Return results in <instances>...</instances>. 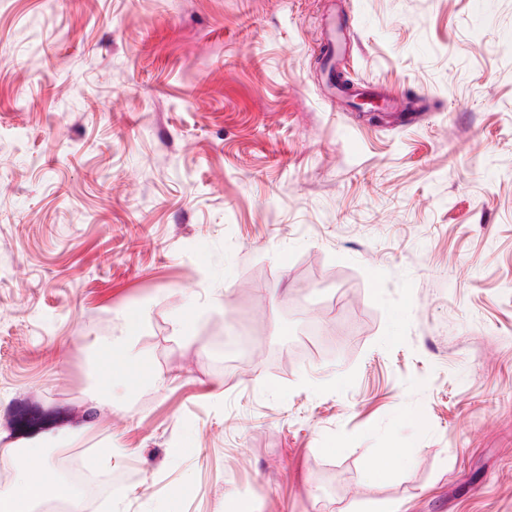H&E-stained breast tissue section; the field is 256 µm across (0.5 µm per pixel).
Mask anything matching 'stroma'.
I'll return each mask as SVG.
<instances>
[{
	"mask_svg": "<svg viewBox=\"0 0 512 512\" xmlns=\"http://www.w3.org/2000/svg\"><path fill=\"white\" fill-rule=\"evenodd\" d=\"M332 12L388 111L324 96ZM27 404L111 449L95 512H512V0H0Z\"/></svg>",
	"mask_w": 512,
	"mask_h": 512,
	"instance_id": "35a3bbf8",
	"label": "stroma"
}]
</instances>
